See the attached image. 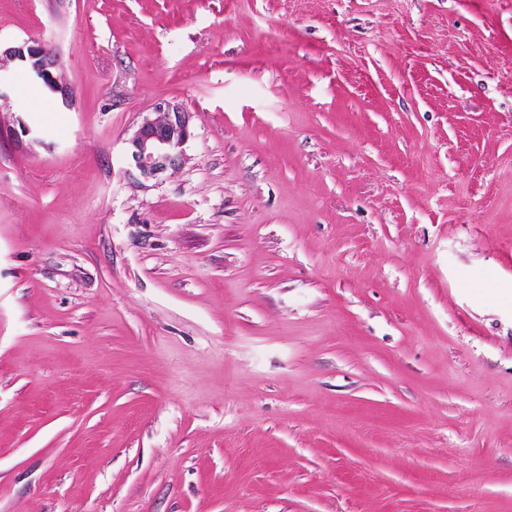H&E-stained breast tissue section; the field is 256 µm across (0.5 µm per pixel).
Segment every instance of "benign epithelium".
<instances>
[{"mask_svg":"<svg viewBox=\"0 0 512 512\" xmlns=\"http://www.w3.org/2000/svg\"><path fill=\"white\" fill-rule=\"evenodd\" d=\"M0 58L26 67L33 81L59 97L63 104L71 101V86L56 75L59 57L42 43L24 40L0 51ZM192 121L193 113L183 106L170 101L156 103L153 116L144 117L127 140L129 175L143 186L179 168L191 136Z\"/></svg>","mask_w":512,"mask_h":512,"instance_id":"benign-epithelium-1","label":"benign epithelium"}]
</instances>
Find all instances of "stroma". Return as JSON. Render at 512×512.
Wrapping results in <instances>:
<instances>
[{
    "label": "stroma",
    "mask_w": 512,
    "mask_h": 512,
    "mask_svg": "<svg viewBox=\"0 0 512 512\" xmlns=\"http://www.w3.org/2000/svg\"><path fill=\"white\" fill-rule=\"evenodd\" d=\"M27 39L73 99L0 69V512H512V0H0ZM127 140L128 173L137 183L156 180L184 161V147L191 136L193 113L170 101L153 107Z\"/></svg>",
    "instance_id": "obj_1"
}]
</instances>
